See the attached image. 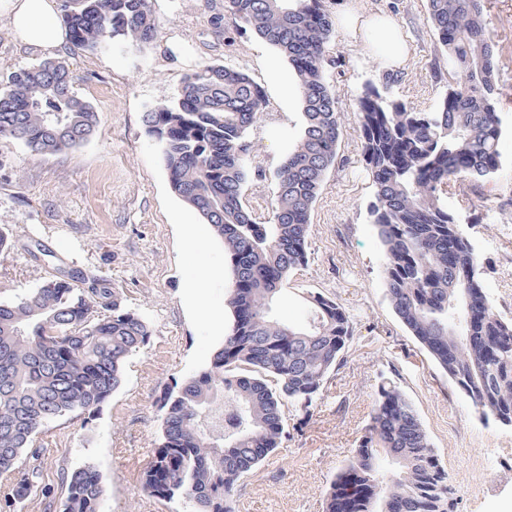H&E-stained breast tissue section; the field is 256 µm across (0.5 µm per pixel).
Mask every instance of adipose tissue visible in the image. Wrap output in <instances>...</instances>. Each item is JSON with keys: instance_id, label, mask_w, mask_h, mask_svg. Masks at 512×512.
<instances>
[{"instance_id": "adipose-tissue-1", "label": "adipose tissue", "mask_w": 512, "mask_h": 512, "mask_svg": "<svg viewBox=\"0 0 512 512\" xmlns=\"http://www.w3.org/2000/svg\"><path fill=\"white\" fill-rule=\"evenodd\" d=\"M0 14L9 21L15 41L31 50L52 52L66 43V30L55 18L54 0H0ZM339 20L353 40L369 45L387 65H402L406 44L398 26L382 14L344 10Z\"/></svg>"}]
</instances>
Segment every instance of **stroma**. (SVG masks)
<instances>
[{
  "label": "stroma",
  "mask_w": 512,
  "mask_h": 512,
  "mask_svg": "<svg viewBox=\"0 0 512 512\" xmlns=\"http://www.w3.org/2000/svg\"><path fill=\"white\" fill-rule=\"evenodd\" d=\"M351 6L393 18L407 43L402 67H387L369 46L337 33L324 69L344 115L338 157L310 217L308 264L294 270L274 302L282 322L300 326L306 298L318 292L349 312L354 339L309 414L285 406L288 440L237 485V512H323L339 469L365 432L380 385L394 382L427 431L457 488L459 512H500L512 502V426L482 419L447 374L395 315L381 274L384 248L369 220L374 186L361 160L355 111L367 82L393 81V92L421 112L436 108L453 75L428 18L427 0H326L330 14ZM158 35L148 47L95 55L62 49L74 88L97 113L79 148L31 157L0 144V230L13 246L0 251V300L48 277L52 268L28 254L29 233L58 266L107 280L124 305L152 328L148 347L124 368L121 386L94 416L73 414L37 437L44 448L42 486L17 512H60L64 472L90 466L103 476L102 512H194L185 499L162 501L140 478L161 435L159 400L176 382L207 366L224 333L199 307L225 311L231 288L224 245L211 225L172 190L142 115L174 97L183 76L208 63L242 69L268 104L249 131L244 201L258 221L271 218L275 173L302 127V104L279 99L270 75L285 59L224 9V0H153ZM504 135L502 168L492 179L451 182L449 210L477 254L495 312L512 321V0H487ZM204 288L191 285L199 267ZM503 471L486 482L484 463ZM51 498H44L42 487Z\"/></svg>",
  "instance_id": "stroma-1"
}]
</instances>
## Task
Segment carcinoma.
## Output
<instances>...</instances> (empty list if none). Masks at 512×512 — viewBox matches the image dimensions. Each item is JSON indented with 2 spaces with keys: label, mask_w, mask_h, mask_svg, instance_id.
<instances>
[{
  "label": "carcinoma",
  "mask_w": 512,
  "mask_h": 512,
  "mask_svg": "<svg viewBox=\"0 0 512 512\" xmlns=\"http://www.w3.org/2000/svg\"><path fill=\"white\" fill-rule=\"evenodd\" d=\"M71 54L116 44L141 49L156 33L150 0H67ZM455 81L432 112H417L366 85L357 103L362 161L374 186L370 223L384 247L390 304L412 336L484 417L512 423V322L495 314L478 257L443 197L461 177L493 178L502 166L494 50L485 0H427ZM229 10L274 47L297 79L303 125L276 172L272 222L245 205L246 137L266 108L264 89L242 70L205 64L187 74L176 98L142 115L160 148L174 192L211 224L230 259L231 319L209 365L161 399L162 432L141 486L177 495L196 512H235L237 482L288 437L283 407L309 414L353 338L343 306L308 297L307 325H284L272 304L289 274L307 264L310 212L336 162L342 135L324 62L335 35L325 0H230ZM97 113L73 87L69 64L47 58L0 83V142L30 156L66 153L94 132ZM55 269L13 300H0V474L28 497L43 464L37 435L61 418L94 414L117 390L130 357L152 331L111 288L72 286ZM387 459L392 475L381 469ZM62 512H100L102 475L79 467L64 476ZM325 512H458L457 490L416 411L390 382L332 482Z\"/></svg>",
  "instance_id": "obj_1"
}]
</instances>
